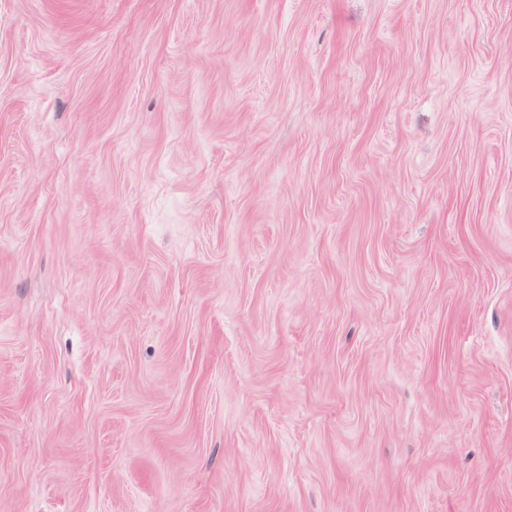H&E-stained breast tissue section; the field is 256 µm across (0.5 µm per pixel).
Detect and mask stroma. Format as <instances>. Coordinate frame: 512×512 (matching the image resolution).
Here are the masks:
<instances>
[{
	"label": "stroma",
	"mask_w": 512,
	"mask_h": 512,
	"mask_svg": "<svg viewBox=\"0 0 512 512\" xmlns=\"http://www.w3.org/2000/svg\"><path fill=\"white\" fill-rule=\"evenodd\" d=\"M0 512H512V0H0Z\"/></svg>",
	"instance_id": "35a3bbf8"
}]
</instances>
